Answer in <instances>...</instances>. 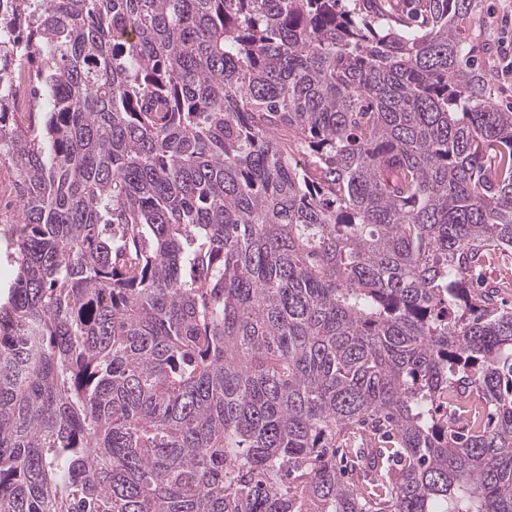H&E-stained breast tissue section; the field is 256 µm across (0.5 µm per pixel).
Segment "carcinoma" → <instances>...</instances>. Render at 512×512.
I'll use <instances>...</instances> for the list:
<instances>
[{
  "instance_id": "1",
  "label": "carcinoma",
  "mask_w": 512,
  "mask_h": 512,
  "mask_svg": "<svg viewBox=\"0 0 512 512\" xmlns=\"http://www.w3.org/2000/svg\"><path fill=\"white\" fill-rule=\"evenodd\" d=\"M417 2L0 0V512H512V109Z\"/></svg>"
}]
</instances>
